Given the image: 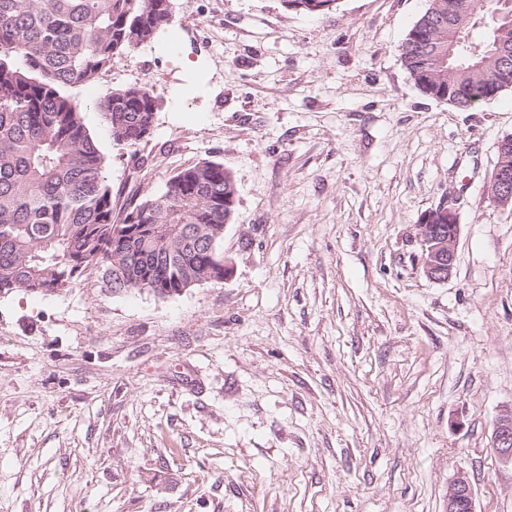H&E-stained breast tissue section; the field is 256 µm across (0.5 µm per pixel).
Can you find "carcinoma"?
I'll return each mask as SVG.
<instances>
[{
  "label": "carcinoma",
  "mask_w": 512,
  "mask_h": 512,
  "mask_svg": "<svg viewBox=\"0 0 512 512\" xmlns=\"http://www.w3.org/2000/svg\"><path fill=\"white\" fill-rule=\"evenodd\" d=\"M313 14L338 0H285ZM499 0H430L401 45L415 85L466 109L512 88V17ZM167 0H0V294L55 293L97 272L114 293L178 295L224 281V225L237 189L203 159L157 195L115 190L104 156L68 94L95 85L115 56L171 25ZM113 144L137 150L158 108L147 85L95 100ZM202 224L200 243L185 233Z\"/></svg>",
  "instance_id": "cac0c4a2"
}]
</instances>
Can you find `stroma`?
Instances as JSON below:
<instances>
[{
  "label": "stroma",
  "mask_w": 512,
  "mask_h": 512,
  "mask_svg": "<svg viewBox=\"0 0 512 512\" xmlns=\"http://www.w3.org/2000/svg\"><path fill=\"white\" fill-rule=\"evenodd\" d=\"M172 5L70 93L113 187L232 172L230 272L0 296V512H445L461 471L476 512H512V206L488 193L512 90L459 109L416 87L400 46L429 0ZM144 84L133 154L93 101ZM450 199L434 281L418 226ZM438 224H448V233L433 226ZM418 227L425 274L435 281L446 280L454 268L460 234L455 210L443 203L435 212L428 214ZM494 450L504 463L512 465V411L502 414L494 436Z\"/></svg>",
  "instance_id": "35a3bbf8"
}]
</instances>
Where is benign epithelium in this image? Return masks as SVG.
<instances>
[{
    "mask_svg": "<svg viewBox=\"0 0 512 512\" xmlns=\"http://www.w3.org/2000/svg\"><path fill=\"white\" fill-rule=\"evenodd\" d=\"M489 194L502 206L512 205V166L501 163L496 167ZM459 234L460 224L450 206H440L419 225L423 268L430 279L443 281L452 274ZM494 450L502 462L512 464V411L501 415L498 421ZM459 508L476 512L471 482L463 473L458 474L448 487V512H457Z\"/></svg>",
    "mask_w": 512,
    "mask_h": 512,
    "instance_id": "benign-epithelium-1",
    "label": "benign epithelium"
}]
</instances>
